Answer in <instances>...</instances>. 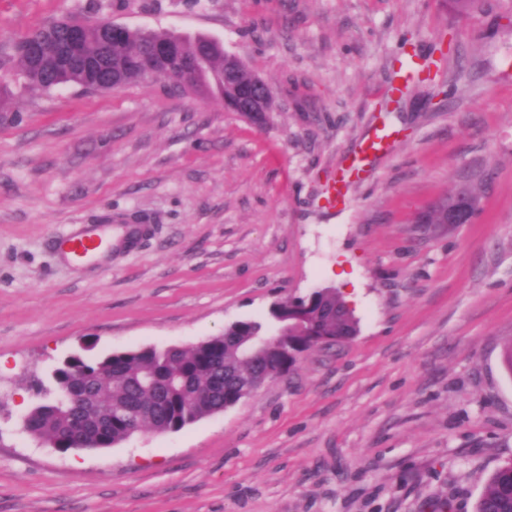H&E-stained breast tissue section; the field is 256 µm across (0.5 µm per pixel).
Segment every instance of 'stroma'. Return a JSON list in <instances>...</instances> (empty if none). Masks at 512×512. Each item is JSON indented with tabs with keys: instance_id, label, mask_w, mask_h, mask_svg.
<instances>
[{
	"instance_id": "35a3bbf8",
	"label": "stroma",
	"mask_w": 512,
	"mask_h": 512,
	"mask_svg": "<svg viewBox=\"0 0 512 512\" xmlns=\"http://www.w3.org/2000/svg\"><path fill=\"white\" fill-rule=\"evenodd\" d=\"M62 16L220 39L278 107L255 126L162 80L30 90L13 44ZM408 61L422 82L382 112ZM0 83V512H475L512 462V0H0ZM464 185L470 223H419ZM93 224L143 230L70 263L59 237ZM320 288L357 334L221 413L66 453L20 429L71 354L187 348ZM387 135L375 131L360 145L358 154H355L348 165L343 166L337 176H334L328 188L330 201L333 204L342 202L349 191L353 176H358L363 169V160L370 154H376L383 149V141Z\"/></svg>"
}]
</instances>
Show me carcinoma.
Segmentation results:
<instances>
[{"label":"carcinoma","mask_w":512,"mask_h":512,"mask_svg":"<svg viewBox=\"0 0 512 512\" xmlns=\"http://www.w3.org/2000/svg\"><path fill=\"white\" fill-rule=\"evenodd\" d=\"M36 30L14 46L20 72L27 85L33 89L50 91L63 85H74L86 91H105L112 81V69L118 68L124 58L145 51L155 41L175 39L167 33L135 30L125 40L112 42V23L105 20H90L81 52L71 56L63 46L41 63H35L27 53V45L38 36ZM224 54L209 53L208 69L200 75V86L209 89V94L224 99ZM457 193L445 195L431 204L428 221L441 224L447 218L448 204ZM292 305L306 308L310 326L319 336L317 345L333 344L353 335L344 311V302L332 288H323L311 298L298 297ZM267 327L259 321H242L235 330H224L217 336L190 348L175 350L142 347L112 352L96 360H88L76 354L67 363L57 367L49 387H40L44 400L30 410L29 433L42 439L63 435L64 418L71 414L69 389L71 374L76 372L89 377L106 395H112V406L135 404L141 407V423L144 429L158 433L176 432L185 426L206 417L213 409L224 406V401L239 396L234 374H247L256 366L231 352L224 346L226 336H265ZM177 364L187 375L188 388L208 389L215 378H223L222 384L213 389L208 400L191 405L186 402L184 392H170L163 404L158 406L154 392L138 387V381L146 374L162 376L171 364ZM476 512H512V463L493 475L481 493Z\"/></svg>","instance_id":"obj_1"}]
</instances>
